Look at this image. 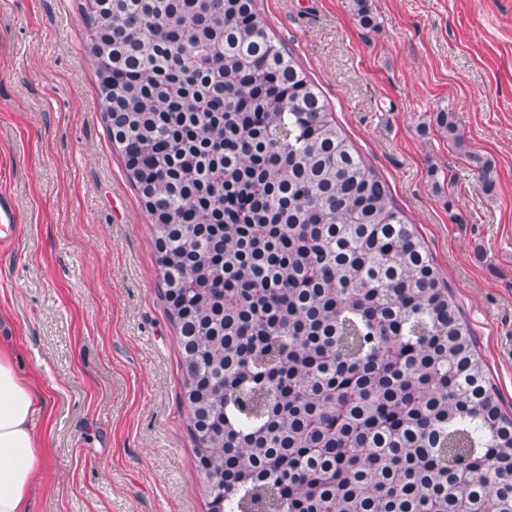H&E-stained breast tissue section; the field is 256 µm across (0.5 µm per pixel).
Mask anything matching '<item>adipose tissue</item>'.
<instances>
[{
	"mask_svg": "<svg viewBox=\"0 0 512 512\" xmlns=\"http://www.w3.org/2000/svg\"><path fill=\"white\" fill-rule=\"evenodd\" d=\"M45 407L41 391L17 375L11 350L0 346V512H29L30 484L46 463L31 418Z\"/></svg>",
	"mask_w": 512,
	"mask_h": 512,
	"instance_id": "obj_1",
	"label": "adipose tissue"
}]
</instances>
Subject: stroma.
Wrapping results in <instances>:
<instances>
[{
	"label": "stroma",
	"mask_w": 512,
	"mask_h": 512,
	"mask_svg": "<svg viewBox=\"0 0 512 512\" xmlns=\"http://www.w3.org/2000/svg\"><path fill=\"white\" fill-rule=\"evenodd\" d=\"M82 3L0 0V191L21 218L0 254V340L47 400L30 512H205L153 229L102 119ZM367 5L370 27L353 0H260L424 238L512 407V0Z\"/></svg>",
	"instance_id": "obj_1"
}]
</instances>
